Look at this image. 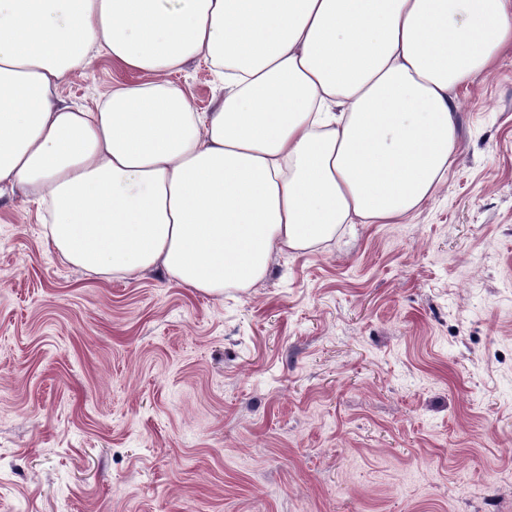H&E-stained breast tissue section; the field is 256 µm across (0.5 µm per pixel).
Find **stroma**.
Here are the masks:
<instances>
[{
  "label": "stroma",
  "instance_id": "obj_1",
  "mask_svg": "<svg viewBox=\"0 0 512 512\" xmlns=\"http://www.w3.org/2000/svg\"><path fill=\"white\" fill-rule=\"evenodd\" d=\"M455 96L433 197L220 295L67 265L0 190V512H512V59Z\"/></svg>",
  "mask_w": 512,
  "mask_h": 512
}]
</instances>
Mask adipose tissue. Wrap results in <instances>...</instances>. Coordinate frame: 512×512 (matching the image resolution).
<instances>
[{
  "label": "adipose tissue",
  "mask_w": 512,
  "mask_h": 512,
  "mask_svg": "<svg viewBox=\"0 0 512 512\" xmlns=\"http://www.w3.org/2000/svg\"><path fill=\"white\" fill-rule=\"evenodd\" d=\"M512 51V0H0V186L62 259L205 294L443 184L454 89ZM105 52L139 74L93 110L57 91ZM224 78L194 111L170 77Z\"/></svg>",
  "instance_id": "obj_1"
}]
</instances>
